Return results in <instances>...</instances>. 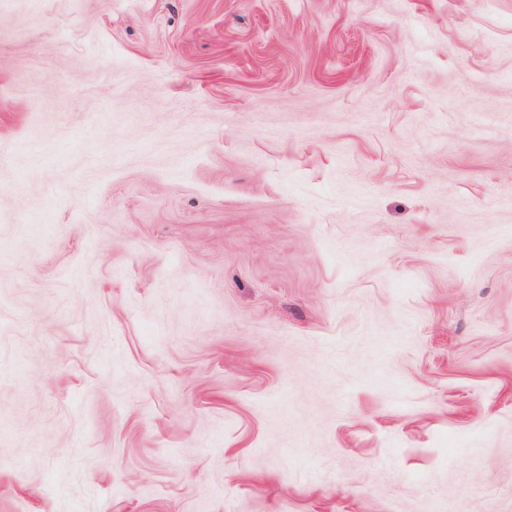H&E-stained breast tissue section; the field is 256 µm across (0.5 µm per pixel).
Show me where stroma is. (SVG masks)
Listing matches in <instances>:
<instances>
[{"instance_id": "obj_1", "label": "stroma", "mask_w": 512, "mask_h": 512, "mask_svg": "<svg viewBox=\"0 0 512 512\" xmlns=\"http://www.w3.org/2000/svg\"><path fill=\"white\" fill-rule=\"evenodd\" d=\"M0 512H512V0H0Z\"/></svg>"}]
</instances>
